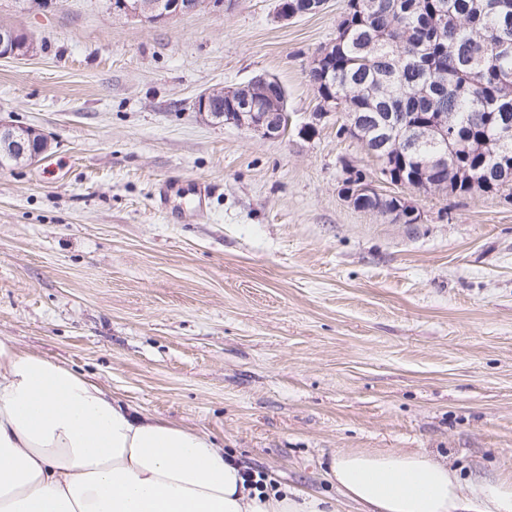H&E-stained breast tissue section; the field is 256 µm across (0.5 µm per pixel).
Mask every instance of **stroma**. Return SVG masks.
Returning <instances> with one entry per match:
<instances>
[{
    "label": "stroma",
    "instance_id": "obj_1",
    "mask_svg": "<svg viewBox=\"0 0 512 512\" xmlns=\"http://www.w3.org/2000/svg\"><path fill=\"white\" fill-rule=\"evenodd\" d=\"M345 4L281 22L276 0H226L148 25L105 0H0L36 44L0 59V120L50 142L0 169V339L291 488L335 495L341 448L512 474V197L379 181L415 224L345 199V167L376 178L374 158L335 121L306 130L310 57ZM259 75L287 92L282 138L195 111ZM273 76L269 75H262L257 76L247 83L239 84L235 87H229V88H220V89H211L202 92L194 102V109L196 112H199L201 115L205 116L207 119H216V116L214 115L216 111L215 109V102L219 99H223L227 95L229 91L237 90L242 93H248L249 91L252 93L253 88L258 86L259 83L263 82L266 79H272Z\"/></svg>",
    "mask_w": 512,
    "mask_h": 512
}]
</instances>
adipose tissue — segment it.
Masks as SVG:
<instances>
[{
	"label": "adipose tissue",
	"instance_id": "1",
	"mask_svg": "<svg viewBox=\"0 0 512 512\" xmlns=\"http://www.w3.org/2000/svg\"><path fill=\"white\" fill-rule=\"evenodd\" d=\"M244 469L208 433L0 340V512H512V476L465 481L423 452L338 450L334 498L262 494Z\"/></svg>",
	"mask_w": 512,
	"mask_h": 512
}]
</instances>
